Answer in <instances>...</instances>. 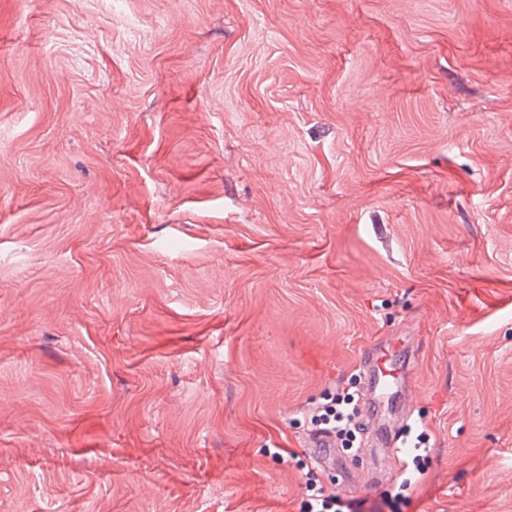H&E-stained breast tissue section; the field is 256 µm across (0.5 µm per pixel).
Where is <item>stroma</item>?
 Instances as JSON below:
<instances>
[{"instance_id":"obj_1","label":"stroma","mask_w":512,"mask_h":512,"mask_svg":"<svg viewBox=\"0 0 512 512\" xmlns=\"http://www.w3.org/2000/svg\"><path fill=\"white\" fill-rule=\"evenodd\" d=\"M372 355L425 451L312 448ZM311 473L512 512V0H0V512H303Z\"/></svg>"}]
</instances>
